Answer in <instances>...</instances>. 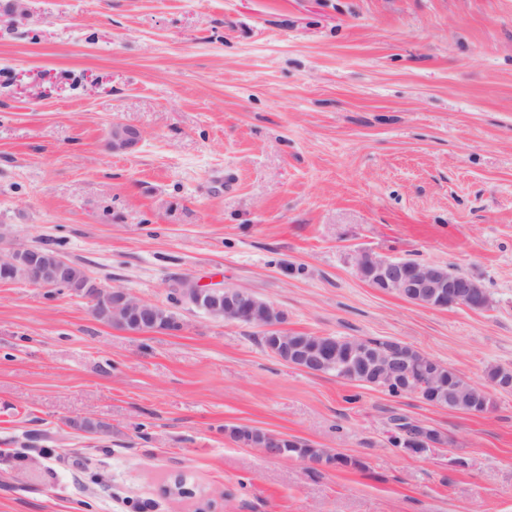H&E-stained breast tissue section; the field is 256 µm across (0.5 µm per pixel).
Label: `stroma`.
Listing matches in <instances>:
<instances>
[{"label": "stroma", "mask_w": 512, "mask_h": 512, "mask_svg": "<svg viewBox=\"0 0 512 512\" xmlns=\"http://www.w3.org/2000/svg\"><path fill=\"white\" fill-rule=\"evenodd\" d=\"M116 123L135 151L108 148ZM0 225L142 300L243 289L289 332L397 340L484 382L512 367V0H0ZM362 254L465 273L492 305L379 293ZM177 314L132 334L0 282V512H512V390L448 410ZM396 415L442 444H391ZM240 425L360 465L271 459ZM140 142L141 133L138 129L123 124H113L109 140L112 153L132 152Z\"/></svg>", "instance_id": "1"}]
</instances>
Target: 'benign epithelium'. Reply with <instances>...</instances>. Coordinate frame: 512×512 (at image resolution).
Here are the masks:
<instances>
[{
    "label": "benign epithelium",
    "mask_w": 512,
    "mask_h": 512,
    "mask_svg": "<svg viewBox=\"0 0 512 512\" xmlns=\"http://www.w3.org/2000/svg\"><path fill=\"white\" fill-rule=\"evenodd\" d=\"M141 142L138 129L114 124L110 131L109 146L114 153L134 151ZM71 263L57 256L48 261L35 247L11 248L0 251V268L17 273H30L26 282L40 288H54L69 278ZM357 270L362 279L382 293H394L400 298L432 309L465 307L482 310L492 304L487 290L467 275L452 276L448 268L407 259L389 260L362 255L357 261ZM177 301L207 315L224 314V321L250 325L260 329L270 343L269 351L278 359L315 373L317 369L333 360L330 341L316 345L309 342L299 344L290 340L285 328L287 316L274 304L260 300L247 291L231 287H206L184 277L171 285ZM90 304L93 313L110 316V324L127 332H141L158 323L164 306L136 298L124 288H105L91 276H86L80 287L74 289ZM354 359L336 361L340 373L348 370H366L377 375L382 388L396 387L414 391L413 382L422 378L421 398L432 405H442L443 399L453 403L458 395L455 388L445 383L447 366L425 353L413 356L405 344L387 340V345L377 347L359 339L352 340ZM468 400L471 411L486 412L488 393L486 388L468 382ZM288 439L272 434L266 435L259 448L271 458L289 456Z\"/></svg>",
    "instance_id": "benign-epithelium-1"
}]
</instances>
